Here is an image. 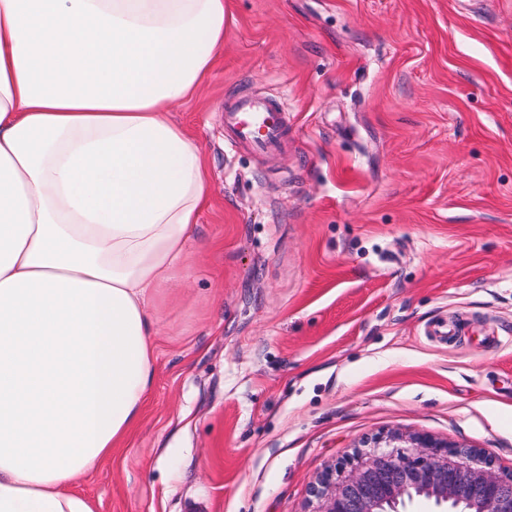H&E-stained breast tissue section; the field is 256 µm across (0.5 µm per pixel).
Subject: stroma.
Returning <instances> with one entry per match:
<instances>
[{
  "label": "stroma",
  "instance_id": "1",
  "mask_svg": "<svg viewBox=\"0 0 512 512\" xmlns=\"http://www.w3.org/2000/svg\"><path fill=\"white\" fill-rule=\"evenodd\" d=\"M240 96L284 102L279 154L225 147ZM170 117L211 205L96 512H314L394 433L512 473V0H224Z\"/></svg>",
  "mask_w": 512,
  "mask_h": 512
}]
</instances>
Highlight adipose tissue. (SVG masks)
Returning a JSON list of instances; mask_svg holds the SVG:
<instances>
[{
	"label": "adipose tissue",
	"mask_w": 512,
	"mask_h": 512,
	"mask_svg": "<svg viewBox=\"0 0 512 512\" xmlns=\"http://www.w3.org/2000/svg\"><path fill=\"white\" fill-rule=\"evenodd\" d=\"M223 47L224 0H0V512H95L76 485L141 421L209 204L166 114Z\"/></svg>",
	"instance_id": "1"
}]
</instances>
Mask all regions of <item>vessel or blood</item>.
I'll list each match as a JSON object with an SVG mask.
<instances>
[{
  "label": "vessel or blood",
  "instance_id": "obj_1",
  "mask_svg": "<svg viewBox=\"0 0 512 512\" xmlns=\"http://www.w3.org/2000/svg\"><path fill=\"white\" fill-rule=\"evenodd\" d=\"M285 131L283 106L278 100L241 96L224 104V137L231 147L272 152L282 146Z\"/></svg>",
  "mask_w": 512,
  "mask_h": 512
}]
</instances>
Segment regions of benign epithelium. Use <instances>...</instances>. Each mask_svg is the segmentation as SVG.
<instances>
[{
	"mask_svg": "<svg viewBox=\"0 0 512 512\" xmlns=\"http://www.w3.org/2000/svg\"><path fill=\"white\" fill-rule=\"evenodd\" d=\"M370 447L341 479L312 490L318 512H401L416 500L448 512H512V476L496 475L479 455L425 435L378 437Z\"/></svg>",
	"mask_w": 512,
	"mask_h": 512,
	"instance_id": "benign-epithelium-1",
	"label": "benign epithelium"
}]
</instances>
